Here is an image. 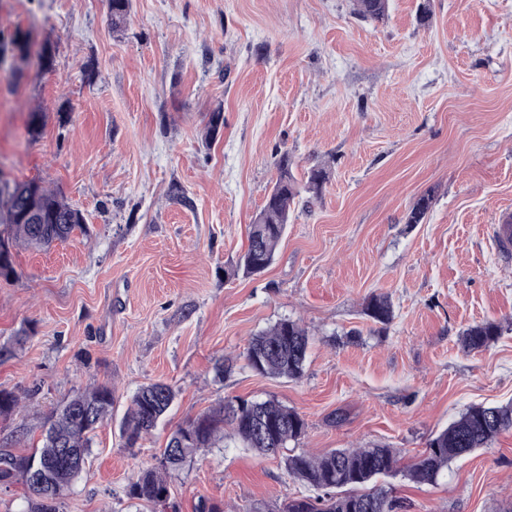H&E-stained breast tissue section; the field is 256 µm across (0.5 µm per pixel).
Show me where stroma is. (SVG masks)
Instances as JSON below:
<instances>
[{"label":"stroma","mask_w":512,"mask_h":512,"mask_svg":"<svg viewBox=\"0 0 512 512\" xmlns=\"http://www.w3.org/2000/svg\"><path fill=\"white\" fill-rule=\"evenodd\" d=\"M419 2L390 0L376 24L353 0H132L117 34L107 0H0V30L30 42L0 69V175L61 191L88 227L18 247L15 276L0 278V344L33 330L0 361V389L22 397L0 445L38 447L77 391L115 395L65 512H150L125 488L177 426L269 398L304 418L302 439L260 456L225 434L173 483L177 512L202 497L273 512L314 493L284 455L377 445L399 453L385 480L398 512H512V431L435 484L404 474L468 406L512 401V258L490 242L512 219V0H432L425 24ZM284 152L296 179L318 165L330 177L301 194L264 272L229 276ZM426 193L425 221L407 223ZM374 296L392 305L388 325L363 313ZM283 318L312 338L297 380L244 359ZM486 321L502 335L464 350L462 331ZM156 381L177 397L125 447L131 397Z\"/></svg>","instance_id":"stroma-1"}]
</instances>
